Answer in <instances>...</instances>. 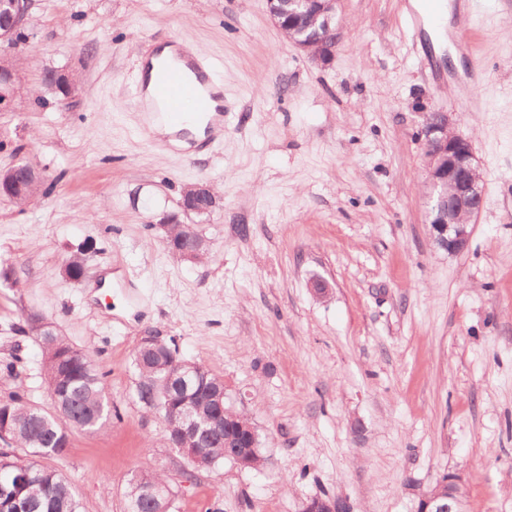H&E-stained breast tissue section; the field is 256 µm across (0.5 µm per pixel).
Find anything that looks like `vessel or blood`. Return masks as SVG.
Here are the masks:
<instances>
[{"label": "vessel or blood", "mask_w": 512, "mask_h": 512, "mask_svg": "<svg viewBox=\"0 0 512 512\" xmlns=\"http://www.w3.org/2000/svg\"><path fill=\"white\" fill-rule=\"evenodd\" d=\"M444 19V0H420L419 9H408L404 20L415 35L424 29H439ZM151 110L148 125L171 129L195 118L205 119V135L214 139L224 134V110L210 78L209 67L185 48H178L174 62L150 68L145 82Z\"/></svg>", "instance_id": "1"}]
</instances>
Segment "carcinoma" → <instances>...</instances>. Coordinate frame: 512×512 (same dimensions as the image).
Returning a JSON list of instances; mask_svg holds the SVG:
<instances>
[{
    "label": "carcinoma",
    "mask_w": 512,
    "mask_h": 512,
    "mask_svg": "<svg viewBox=\"0 0 512 512\" xmlns=\"http://www.w3.org/2000/svg\"><path fill=\"white\" fill-rule=\"evenodd\" d=\"M36 38V33H12L7 38L9 52L16 57L6 60L0 51V63L13 66L19 63V55L24 52L27 42ZM42 349L43 368L47 383L56 384L62 390V400L72 409L73 422L47 421L37 407L29 404L24 395L15 392L5 401H0V423L6 422L11 430L12 441L25 450L20 458L8 449H0V486L16 484L17 478L27 477L24 492L17 504L19 512H81V503L76 497L70 482L58 470L44 463V460L64 455L69 447V431L72 429L98 430L111 417H120L112 410L105 396L106 372L97 368L88 355L74 349L58 335L39 339ZM70 351L73 356L63 361L57 360L61 352ZM139 376L153 380L158 393L168 390L165 380L167 367L182 362L180 357L167 355L152 356L139 362L134 359ZM205 380L193 390L192 403L199 419L209 418L216 407L211 399V391L224 383V380L208 368H202ZM206 466L199 467L185 461L189 475L201 470H211L224 464V438L212 437L197 449ZM169 483V477L158 470H143L134 484L126 486L130 498L140 503V512H161L164 502L143 497L150 489Z\"/></svg>",
    "instance_id": "cac0c4a2"
}]
</instances>
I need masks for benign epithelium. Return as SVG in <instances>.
<instances>
[{"instance_id": "obj_1", "label": "benign epithelium", "mask_w": 512, "mask_h": 512, "mask_svg": "<svg viewBox=\"0 0 512 512\" xmlns=\"http://www.w3.org/2000/svg\"><path fill=\"white\" fill-rule=\"evenodd\" d=\"M0 26L21 30L31 8V0H0ZM293 9H285L282 0H266L268 13L279 30L296 47L304 51L315 63H327L336 48L341 32L331 28L336 14L337 0H291ZM305 14L314 24L322 27L315 40L304 41L295 38L297 15ZM426 139V168L433 188L431 206V229L436 243L450 253L465 249L470 241L469 226L478 216L483 204L480 166L471 144L455 134L448 126V114L432 112L427 116L423 129ZM42 177L40 169L33 164H16L0 172V198L19 200L27 190V184ZM218 207V198L213 187L206 183H195L182 193L178 213L163 215L159 221L165 232L163 241L168 250L183 259L192 260L206 239L198 230L193 216L213 214ZM173 377L185 388L200 378V373L188 363H181ZM141 402L155 411L168 408V402L156 394L143 380L138 382ZM222 434L233 429L246 439L225 453L241 469L252 467L253 455L257 452V432L254 426L245 425L230 410H224V421H214L204 428L189 410L181 414V428L177 436L168 440L170 447L178 450L175 463L184 466L181 458L188 457L191 449L197 447L204 430ZM465 487L459 478L448 474L421 499L419 512H463ZM343 502L337 498L314 496L302 503L301 512H344Z\"/></svg>"}]
</instances>
